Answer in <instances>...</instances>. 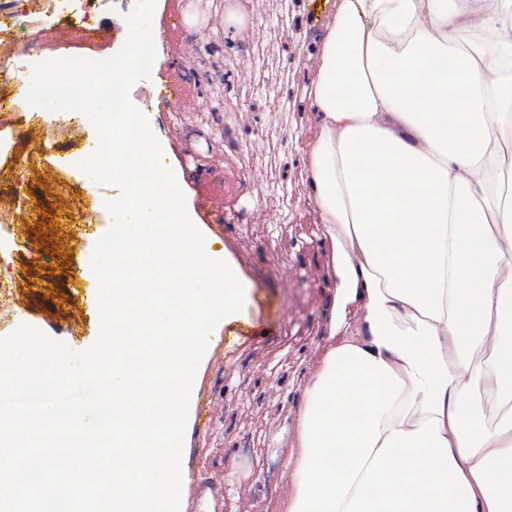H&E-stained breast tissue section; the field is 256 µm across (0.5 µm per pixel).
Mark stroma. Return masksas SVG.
I'll list each match as a JSON object with an SVG mask.
<instances>
[{"label":"stroma","mask_w":512,"mask_h":512,"mask_svg":"<svg viewBox=\"0 0 512 512\" xmlns=\"http://www.w3.org/2000/svg\"><path fill=\"white\" fill-rule=\"evenodd\" d=\"M138 0H108L88 30L60 31L47 59L107 58L123 45L107 23ZM340 0H156V49L149 78L130 89L180 175L186 206L213 249L227 252L250 286L238 321L219 327L199 376L191 431L183 444V512H286L300 460L302 389L329 343L337 277L314 203L310 152L319 134L312 91L322 41ZM219 45L189 58L190 36ZM0 44V337L22 325L79 353L99 334L91 258L113 219L80 218L95 199L118 195L80 167L99 138L93 124L67 132L57 112L23 101ZM216 97L214 111L202 100ZM238 126L256 147L229 148ZM224 201L222 222L204 205ZM267 337L236 338L240 327ZM250 449H242V440ZM271 495H264L263 487Z\"/></svg>","instance_id":"35a3bbf8"}]
</instances>
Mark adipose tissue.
<instances>
[{
	"instance_id": "1",
	"label": "adipose tissue",
	"mask_w": 512,
	"mask_h": 512,
	"mask_svg": "<svg viewBox=\"0 0 512 512\" xmlns=\"http://www.w3.org/2000/svg\"><path fill=\"white\" fill-rule=\"evenodd\" d=\"M313 103L339 285L288 512H512V0H340Z\"/></svg>"
}]
</instances>
